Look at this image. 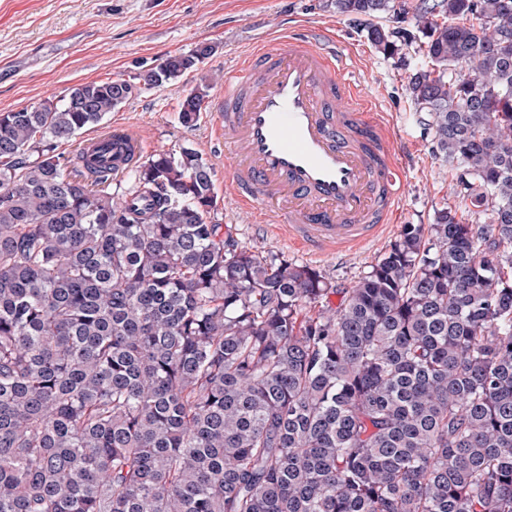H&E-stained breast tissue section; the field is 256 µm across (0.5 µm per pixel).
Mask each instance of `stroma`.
Returning <instances> with one entry per match:
<instances>
[{"mask_svg": "<svg viewBox=\"0 0 512 512\" xmlns=\"http://www.w3.org/2000/svg\"><path fill=\"white\" fill-rule=\"evenodd\" d=\"M324 0H0V112L58 101L86 82L132 80L169 55L185 53L199 43L214 45V54L175 84L139 86L121 107L72 141L65 155L76 153L84 139L116 123L139 128L142 152L152 155L188 147L211 167L218 221L235 244L290 262L315 264L339 290L353 287L369 265L383 255L403 225L430 223L435 210L456 207L458 187L447 161L436 149L427 112L406 93L411 69L424 66L416 48L406 65L379 52L363 27L325 10ZM316 26L329 38L349 44L351 75L363 92L388 115L407 147L406 180L394 224L366 249L335 258L309 261L288 244L267 236L249 215L224 199L227 160L215 146V110L224 91V74L240 53L256 44L276 43L284 28L302 31ZM210 85L208 108L194 126L179 118L181 97L200 80ZM337 294L330 298L338 304Z\"/></svg>", "mask_w": 512, "mask_h": 512, "instance_id": "35a3bbf8", "label": "stroma"}]
</instances>
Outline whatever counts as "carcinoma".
Returning a JSON list of instances; mask_svg holds the SVG:
<instances>
[{"label":"carcinoma","mask_w":512,"mask_h":512,"mask_svg":"<svg viewBox=\"0 0 512 512\" xmlns=\"http://www.w3.org/2000/svg\"><path fill=\"white\" fill-rule=\"evenodd\" d=\"M414 19L406 91L489 223L403 225L336 308L322 271L224 238L198 151L136 162L120 194L112 137L58 152L133 84L0 112V512H512V0ZM368 36L400 59L416 40Z\"/></svg>","instance_id":"carcinoma-1"}]
</instances>
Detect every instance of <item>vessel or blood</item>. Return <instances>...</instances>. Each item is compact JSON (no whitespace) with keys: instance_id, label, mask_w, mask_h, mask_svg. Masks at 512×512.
<instances>
[{"instance_id":"vessel-or-blood-1","label":"vessel or blood","mask_w":512,"mask_h":512,"mask_svg":"<svg viewBox=\"0 0 512 512\" xmlns=\"http://www.w3.org/2000/svg\"><path fill=\"white\" fill-rule=\"evenodd\" d=\"M217 132L226 197L313 257L361 250L399 209L404 144L319 29L245 52L224 81Z\"/></svg>"}]
</instances>
